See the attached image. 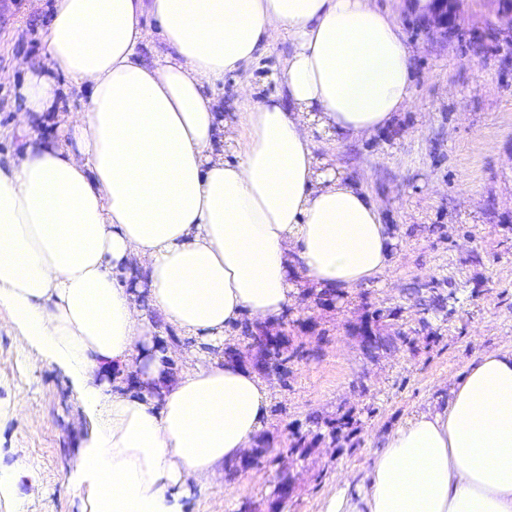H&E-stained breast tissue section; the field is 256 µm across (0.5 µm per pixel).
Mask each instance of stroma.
I'll return each mask as SVG.
<instances>
[{"label": "stroma", "mask_w": 512, "mask_h": 512, "mask_svg": "<svg viewBox=\"0 0 512 512\" xmlns=\"http://www.w3.org/2000/svg\"><path fill=\"white\" fill-rule=\"evenodd\" d=\"M398 24L412 61L414 101L368 136L315 132L316 154L368 192L383 223L396 231L395 259L383 279L343 297L297 296L270 333L286 337V371L264 372L271 397L257 437L263 463L242 470L237 490L183 500L182 512H322L339 476L352 489L366 482L374 451L400 421L432 405L467 365L512 348V0H455L448 36L418 23L414 0H373ZM54 0H0V155L20 138L15 89L22 62L41 57ZM288 37L273 33L245 68L215 88L217 110L232 128L224 155L235 160L241 117L283 93ZM54 111L37 126L58 133L59 115L79 112L88 85L55 76ZM418 339L417 348L398 333ZM392 337L374 352L365 334ZM25 401L27 418L13 413ZM353 413L359 443L338 448L327 425ZM90 423L66 375L20 333L0 330V474L15 476L17 498L0 496V512H81L69 486L79 443ZM310 437L304 459L287 453L293 433ZM290 474L286 501L274 493Z\"/></svg>", "instance_id": "obj_1"}]
</instances>
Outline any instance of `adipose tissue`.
Returning a JSON list of instances; mask_svg holds the SVG:
<instances>
[{"mask_svg":"<svg viewBox=\"0 0 512 512\" xmlns=\"http://www.w3.org/2000/svg\"><path fill=\"white\" fill-rule=\"evenodd\" d=\"M165 50L143 57V18ZM288 35L286 97L253 105L224 158L212 90ZM45 66L89 83L59 136L45 67L18 89L0 160V314L61 368L90 421L71 489L84 512H180L228 486L267 421L258 374L223 354L301 281L346 291L393 260L366 191L320 169L314 130L353 137L413 100L410 54L371 0H55ZM195 339L175 352L164 328ZM186 364L173 370L175 355ZM324 512H512V350L476 357L448 397L385 436L367 483Z\"/></svg>","mask_w":512,"mask_h":512,"instance_id":"adipose-tissue-1","label":"adipose tissue"}]
</instances>
